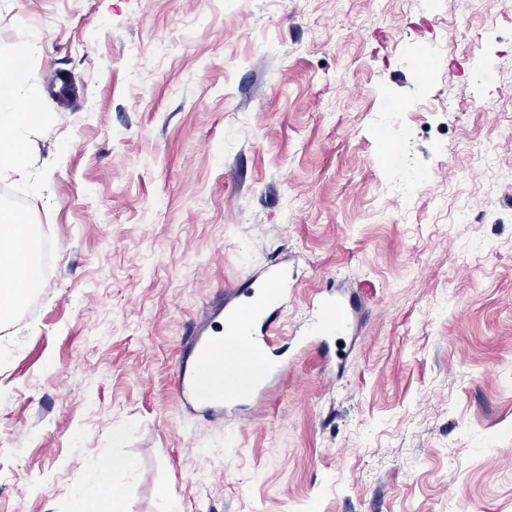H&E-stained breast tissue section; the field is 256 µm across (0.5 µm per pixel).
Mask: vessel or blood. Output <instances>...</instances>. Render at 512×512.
I'll use <instances>...</instances> for the list:
<instances>
[{
	"label": "vessel or blood",
	"instance_id": "obj_1",
	"mask_svg": "<svg viewBox=\"0 0 512 512\" xmlns=\"http://www.w3.org/2000/svg\"><path fill=\"white\" fill-rule=\"evenodd\" d=\"M288 291L285 271L271 269L264 283L254 276L240 279L230 292L224 310V333L205 335L195 330L186 341L176 371L178 395L183 403L202 412L237 410L245 400L263 395L267 389L264 365L268 351L278 332V317ZM316 330L320 333H341L350 324L352 310L342 295L318 299ZM246 347L255 369L245 368L236 355L239 347ZM222 362L224 383L216 386L206 383L200 370Z\"/></svg>",
	"mask_w": 512,
	"mask_h": 512
}]
</instances>
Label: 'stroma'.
<instances>
[{
  "mask_svg": "<svg viewBox=\"0 0 512 512\" xmlns=\"http://www.w3.org/2000/svg\"><path fill=\"white\" fill-rule=\"evenodd\" d=\"M492 17L484 52L511 55L512 0L449 39L411 0L0 6V43L42 36L51 172L27 202L56 248L0 328V512H83L104 457L135 463L112 474L128 512H512V96L471 76ZM274 264L287 385L248 421L187 410L189 331ZM339 284L357 322L312 335Z\"/></svg>",
  "mask_w": 512,
  "mask_h": 512,
  "instance_id": "1",
  "label": "stroma"
}]
</instances>
